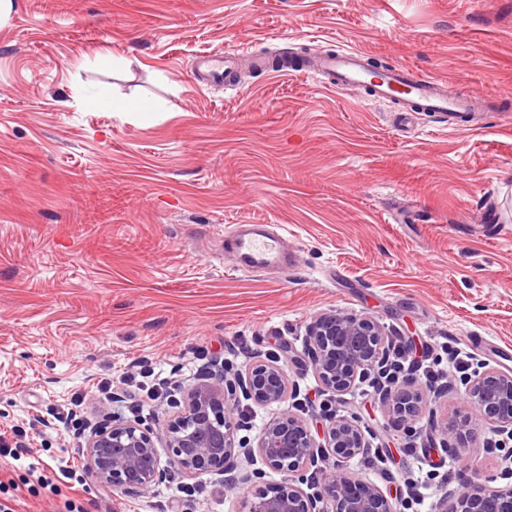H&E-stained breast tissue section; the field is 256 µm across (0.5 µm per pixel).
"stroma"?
<instances>
[{
	"label": "stroma",
	"mask_w": 512,
	"mask_h": 512,
	"mask_svg": "<svg viewBox=\"0 0 512 512\" xmlns=\"http://www.w3.org/2000/svg\"><path fill=\"white\" fill-rule=\"evenodd\" d=\"M304 47L354 48L453 93H512V0H12L0 16V430L27 431L33 448L0 457V481L83 464L61 413L153 424L166 403L142 407L133 361L178 396L244 346L280 357L309 424L344 411L371 450L393 453L388 467L355 457L346 474L390 495L415 480L407 512H437L456 491L422 461L427 432L406 436L376 390L323 392L305 326L368 315L429 342L443 373L472 336L512 348V118L451 131L250 67ZM237 48L235 81L203 82L199 58ZM140 97L147 111H118ZM235 224L286 229L295 267L236 271ZM490 436L473 433L457 470L512 486V450ZM235 476L236 491L176 471L138 497L92 482L83 499L88 512H243L244 492L281 478L257 455Z\"/></svg>",
	"instance_id": "35a3bbf8"
}]
</instances>
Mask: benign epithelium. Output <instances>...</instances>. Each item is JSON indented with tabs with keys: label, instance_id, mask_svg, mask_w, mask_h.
Listing matches in <instances>:
<instances>
[{
	"label": "benign epithelium",
	"instance_id": "benign-epithelium-1",
	"mask_svg": "<svg viewBox=\"0 0 512 512\" xmlns=\"http://www.w3.org/2000/svg\"><path fill=\"white\" fill-rule=\"evenodd\" d=\"M388 342L371 318L332 311L307 325L304 356L321 384L336 395L374 374L380 402L411 433L427 401L418 380L393 366ZM214 375L219 383L201 382L170 400L155 427L114 417L85 436V466L95 481L126 496H141L165 482L174 468L193 477L226 474L235 468L239 449L250 444L238 436L250 430L239 403L281 405L300 396L299 385L289 384L277 359L243 372L220 364ZM451 385L460 388L472 412L440 430V447L447 448L451 438L455 452H466L468 437L482 425L495 436L490 446L507 447L512 441V371L482 363ZM368 448L354 418L327 412L315 436L309 423L282 413L262 429L255 452L284 478L255 490L246 500V512H394L382 489L341 469V463ZM309 483L319 490L306 492L302 485ZM440 512H512V487L459 490Z\"/></svg>",
	"mask_w": 512,
	"mask_h": 512
}]
</instances>
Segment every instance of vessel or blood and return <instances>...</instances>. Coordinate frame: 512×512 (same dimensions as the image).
I'll return each mask as SVG.
<instances>
[{"label": "vessel or blood", "mask_w": 512, "mask_h": 512, "mask_svg": "<svg viewBox=\"0 0 512 512\" xmlns=\"http://www.w3.org/2000/svg\"><path fill=\"white\" fill-rule=\"evenodd\" d=\"M234 62L227 52L203 56L201 66L212 80H223ZM290 73L299 76L327 78L330 87L355 91L361 87L372 90L377 101L402 98L407 113L433 112L481 120L499 111L502 95L475 101L448 92L445 82L424 76L410 67L397 65L373 76L364 53L351 48L336 55H315L301 65L290 66ZM285 235L267 230L262 224L236 225L231 235L233 253L239 271L266 274L291 268L295 260L285 248Z\"/></svg>", "instance_id": "vessel-or-blood-1"}]
</instances>
